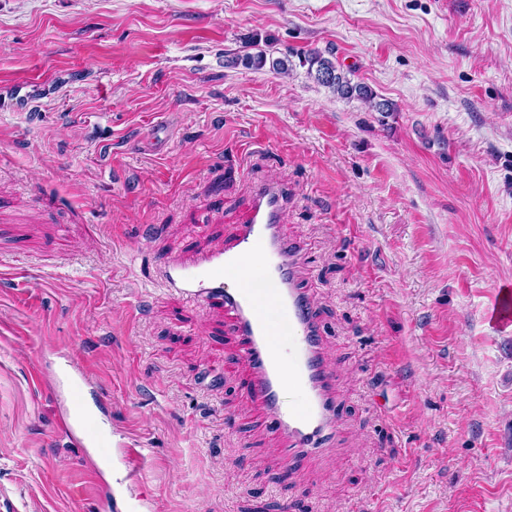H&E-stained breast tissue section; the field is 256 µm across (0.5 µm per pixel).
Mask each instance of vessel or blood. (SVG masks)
Returning <instances> with one entry per match:
<instances>
[{"instance_id":"vessel-or-blood-1","label":"vessel or blood","mask_w":512,"mask_h":512,"mask_svg":"<svg viewBox=\"0 0 512 512\" xmlns=\"http://www.w3.org/2000/svg\"><path fill=\"white\" fill-rule=\"evenodd\" d=\"M288 188L263 183L253 195L245 224L224 247L188 260H166L159 280L167 290L197 304H219L244 340L242 358L251 368L250 396L270 411V424L286 441L284 456L313 454L336 436V405L322 348L323 327L312 297L297 286L298 244L284 236L281 222ZM247 268L257 279L241 278ZM494 326H512V287L503 286L489 312ZM291 399H284V392ZM69 407L57 429L70 433L87 410L82 383L68 392Z\"/></svg>"}]
</instances>
